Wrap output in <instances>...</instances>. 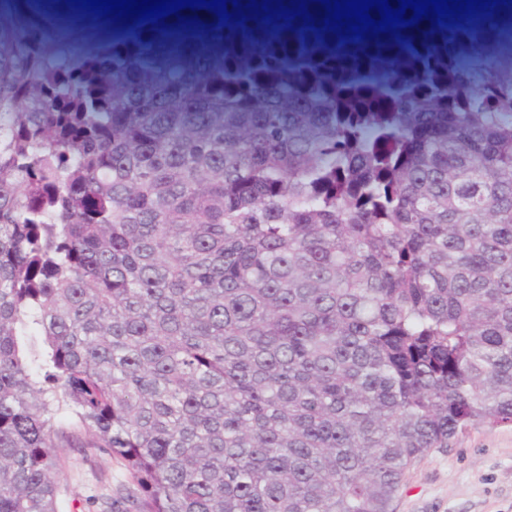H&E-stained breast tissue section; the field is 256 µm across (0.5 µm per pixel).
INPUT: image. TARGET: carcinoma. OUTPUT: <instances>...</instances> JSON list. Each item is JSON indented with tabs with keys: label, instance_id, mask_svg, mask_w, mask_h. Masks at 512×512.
Masks as SVG:
<instances>
[{
	"label": "carcinoma",
	"instance_id": "1",
	"mask_svg": "<svg viewBox=\"0 0 512 512\" xmlns=\"http://www.w3.org/2000/svg\"><path fill=\"white\" fill-rule=\"evenodd\" d=\"M238 2L114 45L213 30L218 103L0 40V512H63L83 436L102 512H390L512 424V63L456 82L512 3L359 40ZM292 62L320 98L263 101ZM69 463L61 477L65 512H99L102 496L124 479L109 455L90 448H67Z\"/></svg>",
	"mask_w": 512,
	"mask_h": 512
}]
</instances>
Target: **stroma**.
Listing matches in <instances>:
<instances>
[{
	"instance_id": "stroma-1",
	"label": "stroma",
	"mask_w": 512,
	"mask_h": 512,
	"mask_svg": "<svg viewBox=\"0 0 512 512\" xmlns=\"http://www.w3.org/2000/svg\"><path fill=\"white\" fill-rule=\"evenodd\" d=\"M12 19L0 28L17 47L42 48L46 64H69L79 57L117 78H134L136 90L157 104L209 88L219 95L220 49L201 31L193 32L196 50L172 46L137 58L112 54V27L78 15L72 0H26L11 6ZM61 482L65 512H99V502L123 479L109 455L71 448ZM391 512H512V426L469 428L448 447L434 448L406 472Z\"/></svg>"
}]
</instances>
